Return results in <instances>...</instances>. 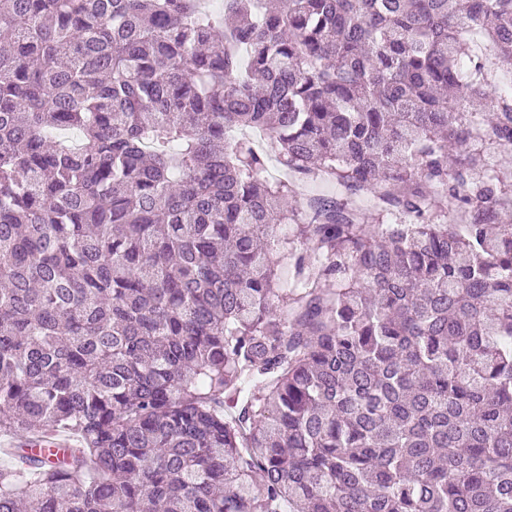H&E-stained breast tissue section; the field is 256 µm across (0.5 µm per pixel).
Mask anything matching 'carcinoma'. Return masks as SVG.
<instances>
[{"instance_id": "carcinoma-1", "label": "carcinoma", "mask_w": 512, "mask_h": 512, "mask_svg": "<svg viewBox=\"0 0 512 512\" xmlns=\"http://www.w3.org/2000/svg\"><path fill=\"white\" fill-rule=\"evenodd\" d=\"M488 47L512 0H0V512H512Z\"/></svg>"}]
</instances>
